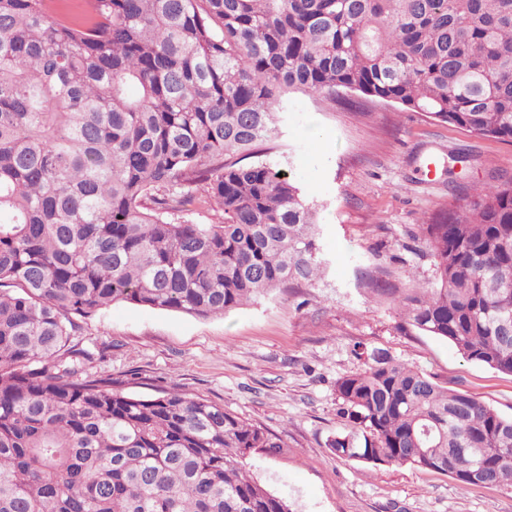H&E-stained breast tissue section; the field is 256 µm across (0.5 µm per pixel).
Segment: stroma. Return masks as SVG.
I'll use <instances>...</instances> for the list:
<instances>
[{"mask_svg": "<svg viewBox=\"0 0 512 512\" xmlns=\"http://www.w3.org/2000/svg\"><path fill=\"white\" fill-rule=\"evenodd\" d=\"M259 156L316 204L325 277L208 318L113 303L77 320L90 371L131 394L177 388L280 436L283 448L255 451L247 466L293 512H512L510 490L366 466L328 447L345 426L336 381L366 366L359 343L512 416V375L406 327L400 307L433 277L419 224L512 176V142L355 94L334 104L294 95Z\"/></svg>", "mask_w": 512, "mask_h": 512, "instance_id": "1", "label": "stroma"}]
</instances>
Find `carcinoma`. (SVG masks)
I'll use <instances>...</instances> for the list:
<instances>
[{
    "label": "carcinoma",
    "mask_w": 512,
    "mask_h": 512,
    "mask_svg": "<svg viewBox=\"0 0 512 512\" xmlns=\"http://www.w3.org/2000/svg\"><path fill=\"white\" fill-rule=\"evenodd\" d=\"M0 0V512H292L245 471L281 439L71 344L116 302L198 317L313 285L296 180L242 160L292 94L345 93L512 141V0ZM218 207L191 224L188 206ZM411 327L512 375V178L419 225ZM339 458L512 490V418L379 352L336 381Z\"/></svg>",
    "instance_id": "obj_1"
}]
</instances>
